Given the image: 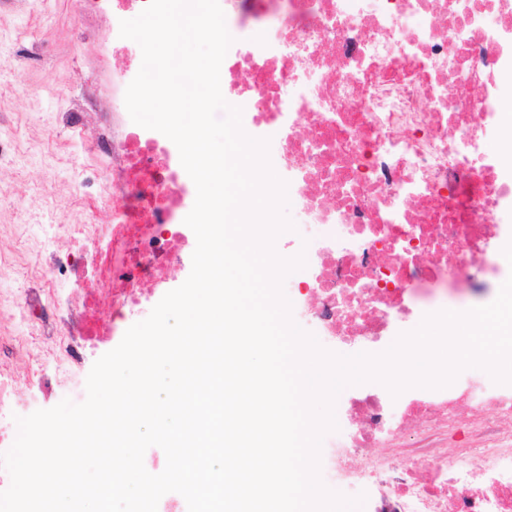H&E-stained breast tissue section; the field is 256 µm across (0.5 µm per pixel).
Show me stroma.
<instances>
[{
	"mask_svg": "<svg viewBox=\"0 0 512 512\" xmlns=\"http://www.w3.org/2000/svg\"><path fill=\"white\" fill-rule=\"evenodd\" d=\"M35 34L50 56L47 66L21 64V32ZM112 31L109 16L98 17L87 30L84 16L73 0H39L25 13H0V110L11 113V125L0 127V139H27L34 135L50 146L72 136L57 123L67 97L82 92L81 78H94L92 65L101 55ZM71 162L62 167L50 155L34 154L24 171L0 166V225L25 219L31 208L30 186L74 181L83 162L79 148H71Z\"/></svg>",
	"mask_w": 512,
	"mask_h": 512,
	"instance_id": "35a3bbf8",
	"label": "stroma"
}]
</instances>
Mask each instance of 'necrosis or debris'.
Here are the masks:
<instances>
[{
    "mask_svg": "<svg viewBox=\"0 0 512 512\" xmlns=\"http://www.w3.org/2000/svg\"><path fill=\"white\" fill-rule=\"evenodd\" d=\"M235 41L221 90L256 137L273 139L306 266L288 281L294 320L321 344L385 351L425 315L498 293L512 266V173L486 150L502 131L497 90L512 78V0H222ZM93 96L58 122H96L74 225L50 221L56 186L37 185L10 225L0 265V448L9 449L17 370L71 390L96 343L192 260L189 186L174 144L122 113L96 121ZM112 221L100 223L101 211ZM472 446L448 462L464 408ZM325 445L337 485L369 512H512V385L462 371L445 388L391 396L360 385Z\"/></svg>",
    "mask_w": 512,
    "mask_h": 512,
    "instance_id": "1",
    "label": "necrosis or debris"
}]
</instances>
